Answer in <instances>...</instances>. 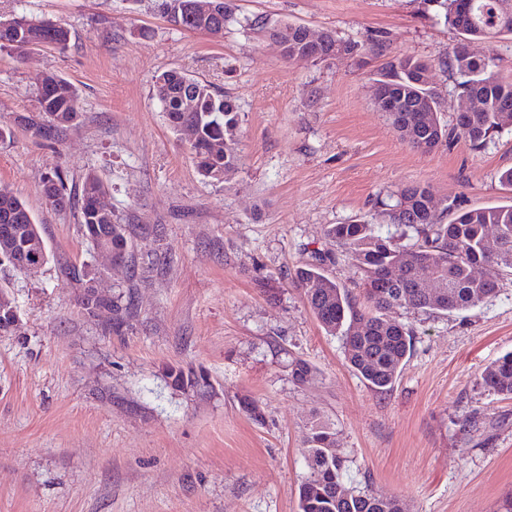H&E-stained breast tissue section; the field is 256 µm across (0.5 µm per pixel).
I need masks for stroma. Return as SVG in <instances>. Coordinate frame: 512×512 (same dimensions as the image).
<instances>
[{"label": "stroma", "mask_w": 512, "mask_h": 512, "mask_svg": "<svg viewBox=\"0 0 512 512\" xmlns=\"http://www.w3.org/2000/svg\"><path fill=\"white\" fill-rule=\"evenodd\" d=\"M165 0H0V20L65 24L66 49L0 51V185L30 209L48 261L26 275L0 266L18 324L0 334V512H298L313 416L336 426L347 486L371 481L407 512H500L512 493V398L483 371L512 353V279L470 310L392 317L414 346L392 389L370 388L329 335L297 268L315 254L367 301L362 273L325 231L388 225L387 203L426 184L451 209L512 198V128L480 149L453 138L411 148L373 102V78L396 56L436 62L459 36L432 0H235L237 24L216 39L173 23ZM331 30L359 57L285 59L254 20ZM178 69L236 100L240 163L203 178L190 145L153 95ZM75 86L81 117L34 138L38 76ZM71 194L95 172L132 257L93 250L77 208L50 207L43 181ZM94 269L101 293L131 289L120 330L87 313L70 266ZM314 376L295 382L290 362ZM204 372L177 387L169 367ZM255 401L254 420L242 399Z\"/></svg>", "instance_id": "1"}]
</instances>
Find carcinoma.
I'll list each match as a JSON object with an SVG mask.
<instances>
[{
    "instance_id": "obj_1",
    "label": "carcinoma",
    "mask_w": 512,
    "mask_h": 512,
    "mask_svg": "<svg viewBox=\"0 0 512 512\" xmlns=\"http://www.w3.org/2000/svg\"><path fill=\"white\" fill-rule=\"evenodd\" d=\"M172 18L183 27L212 34L211 24L188 19L186 6L193 0H176ZM444 22L458 30L460 39L440 64L458 77L460 95L475 97L479 108L465 122L457 123L458 136L478 149L495 132L512 126V83L502 82L490 61L476 62L468 54V44L503 34L512 35V17L504 19L501 0H470L462 10L458 0H435ZM12 36L0 41L5 49L21 56L30 47L53 44L67 48L71 32L61 23L17 17L10 20ZM253 26L278 37L290 59L306 40L305 26L279 24L267 26L255 20ZM318 43L316 61L326 62L336 54L359 56L366 48L355 41H343L325 30ZM433 64L410 54H402L377 74L375 82L389 86L401 102L402 111L388 116L397 131L408 129L404 137L412 147L430 151L448 139L438 112L439 96L429 85ZM155 95L170 126L178 131L185 126L197 132L191 145L199 173L219 180L240 161L237 130L240 110L235 99L213 92L209 86L176 70L165 71L155 79ZM425 102L429 111L418 112ZM37 115L28 118V127L40 138L51 140L58 128L74 123L80 112L76 89L60 76L49 73L39 83ZM46 200L56 208L70 201L58 172L47 176ZM81 228L97 249L109 247L130 258L126 227L112 218V210L99 211L98 199L106 196L103 182L87 173L81 186ZM448 207L436 206L431 188L409 185L400 190L390 208L394 231L384 235L376 225L353 221L333 224L326 235L334 239L362 272V288L370 310L356 307L349 291L330 278L320 266L297 271L295 284L304 290L307 302L322 327L343 337L349 366L371 388L384 392L395 383L413 347L409 326L390 318L396 309L454 313L469 310L493 298L500 282L512 276V203L457 210L444 219ZM26 204L9 188L0 186V226L18 224L27 234L42 241ZM432 259L439 267L441 291L424 287V261ZM483 275H474L476 268ZM113 328L123 325L122 314L130 309V298L119 293L109 300ZM169 378L177 387L205 384L202 372L172 368ZM482 383L493 392L512 397V354L503 356L482 374ZM336 426L314 417L304 441L308 473L298 491L299 512H404L400 500L373 488L367 482L355 489L345 486V458L336 448Z\"/></svg>"
}]
</instances>
